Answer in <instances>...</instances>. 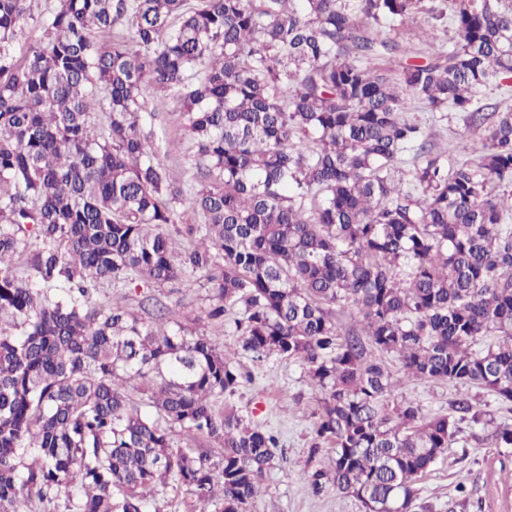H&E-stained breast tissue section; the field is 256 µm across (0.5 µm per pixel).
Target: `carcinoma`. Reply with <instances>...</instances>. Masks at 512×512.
<instances>
[{"label":"carcinoma","mask_w":512,"mask_h":512,"mask_svg":"<svg viewBox=\"0 0 512 512\" xmlns=\"http://www.w3.org/2000/svg\"><path fill=\"white\" fill-rule=\"evenodd\" d=\"M38 2L0 0V512H159L168 488L252 512L278 440L224 402L249 380L237 354L173 308L147 323L89 292L198 270L204 319L240 307L241 349L300 363L321 394L314 433L336 455L303 472L311 492L428 512L416 482L459 421L489 420L465 393L446 413L390 404L387 358L512 410V110L474 103L512 79V4ZM419 14L427 42L452 25V49L404 62ZM151 92L182 106L188 188L158 156ZM413 100L484 128L477 162L448 167ZM179 204L200 219L181 252L163 231Z\"/></svg>","instance_id":"cac0c4a2"}]
</instances>
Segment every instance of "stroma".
Wrapping results in <instances>:
<instances>
[{"mask_svg": "<svg viewBox=\"0 0 512 512\" xmlns=\"http://www.w3.org/2000/svg\"><path fill=\"white\" fill-rule=\"evenodd\" d=\"M148 104L159 114L156 138L167 150L166 162L176 177L191 182L180 104L158 94L149 95ZM415 117L436 151L446 152L448 163L469 159L463 145L479 139L481 132L470 126L466 113L419 111ZM211 288L206 273L195 272L173 286L156 289L155 294L176 307L186 328L203 333L218 348L237 352L242 370L253 378L232 401L245 417L273 430L280 441L276 464L265 475L254 512H364L357 499L334 490L318 497L309 492L302 471L329 468L335 455L333 447L316 445L314 440L319 395L298 363L275 357L256 360L240 351L230 325L202 320ZM458 392L452 383L405 380L394 396L416 400L429 412L445 413ZM416 488L420 502L431 505V512H512V447H497L490 430L460 422L456 444Z\"/></svg>", "mask_w": 512, "mask_h": 512, "instance_id": "obj_1", "label": "stroma"}]
</instances>
